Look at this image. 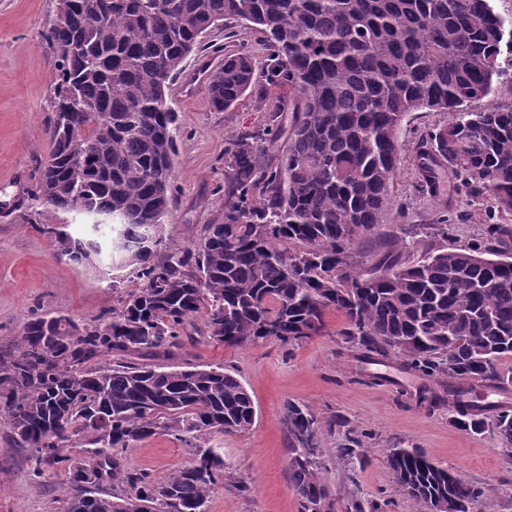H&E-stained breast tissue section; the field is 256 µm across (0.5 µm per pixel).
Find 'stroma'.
<instances>
[{"instance_id":"35a3bbf8","label":"stroma","mask_w":512,"mask_h":512,"mask_svg":"<svg viewBox=\"0 0 512 512\" xmlns=\"http://www.w3.org/2000/svg\"><path fill=\"white\" fill-rule=\"evenodd\" d=\"M56 14V0H0V355L15 352L16 339L32 313L63 315L83 321L121 306L137 289L134 278L113 286L110 263L76 265L57 257L50 230L64 225L81 236L85 220L75 213L46 212L32 200L51 144L47 128L54 115L55 58L44 34ZM206 50L192 52L170 82L167 96L177 112V154L173 163L171 214L161 236L170 246L203 241L209 225L224 216V150L233 137L263 129L288 89L268 83L263 67L267 51L261 34L240 24L211 29ZM246 47L256 59L251 90L224 111L210 108L206 62ZM448 113L420 111L402 122L399 172L394 185L397 206L378 236L361 244L355 268L365 271L391 250L395 237L418 234L427 248H460L481 240L488 219L512 229V214H493L490 200L471 201L457 192L453 176H444L437 196L417 189L416 161L422 135L447 124ZM456 215L447 235L436 228L440 212ZM336 314L326 317L321 335L293 349L270 341L228 348L204 341L188 346L186 358L197 366H222L237 372L252 396L256 419L244 433L213 432L204 438L224 458V483L207 503V512H298L288 480L285 404L309 408L319 419L341 417L342 425L323 431L316 453L335 503L347 512L361 503L363 512H413L412 501L398 491L387 463L390 448H415L433 462L458 469L484 489L476 512H512V447L501 444L493 428L472 434L452 425L447 407L418 404L424 379L403 370L395 358L362 362L343 350ZM362 440L353 455L341 449L349 433ZM128 469L161 481L190 464L193 450L159 433L123 453ZM29 449L19 445L0 420V512H63L64 469L44 467L34 474Z\"/></svg>"}]
</instances>
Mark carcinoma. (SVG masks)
<instances>
[{"label":"carcinoma","mask_w":512,"mask_h":512,"mask_svg":"<svg viewBox=\"0 0 512 512\" xmlns=\"http://www.w3.org/2000/svg\"><path fill=\"white\" fill-rule=\"evenodd\" d=\"M231 20L262 34L270 82L293 92L291 124L228 143L224 220L202 243L161 257L150 233L169 215L177 121L166 90L208 31ZM503 29L493 0H57L46 36L52 149L35 197L50 213L90 220L82 239L55 232L58 257L85 264L107 254L140 280L120 309L86 322L33 314L17 353L0 356V418L38 463L65 469V512H116L121 502L207 512L224 460L197 440L246 432L256 411L235 372L174 362L200 312V337L230 348H292L337 313L345 347L441 382L446 396L419 398L448 404L465 431L481 433L495 412L512 447V410L469 397L476 382L512 386V367L500 365L512 357V256L496 249L504 227L487 225L467 248L426 249L414 264L402 250L419 239H398L362 273L353 256L393 206L398 131L411 112L450 114L421 139L418 189L435 193L447 171L512 213V107L470 110L512 67ZM254 72L248 50L224 56L207 84L211 107L236 104ZM285 134L288 148L270 161L262 144ZM84 145L89 169L75 162ZM285 414L299 512L319 502L334 512L313 442L337 421L293 402ZM160 431L190 443L194 461L162 482L125 469L120 453ZM74 437L92 446V463L62 454ZM387 462L416 512H432L437 498L474 512L484 494L414 449L393 448Z\"/></svg>","instance_id":"carcinoma-1"}]
</instances>
